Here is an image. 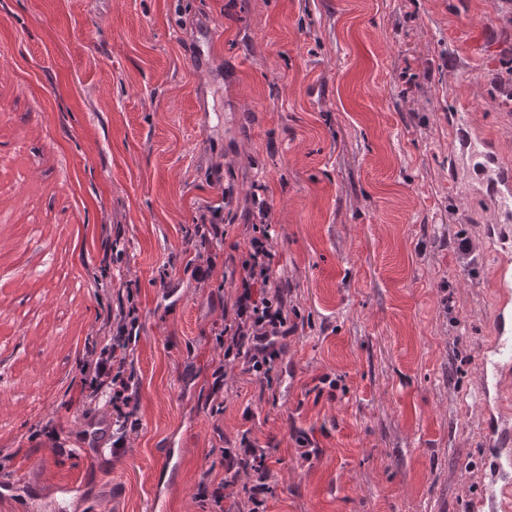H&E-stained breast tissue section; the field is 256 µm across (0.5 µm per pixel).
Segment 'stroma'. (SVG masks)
I'll list each match as a JSON object with an SVG mask.
<instances>
[{
	"label": "stroma",
	"instance_id": "1",
	"mask_svg": "<svg viewBox=\"0 0 512 512\" xmlns=\"http://www.w3.org/2000/svg\"><path fill=\"white\" fill-rule=\"evenodd\" d=\"M501 0H0V208L36 215L65 271L44 286L0 260L15 320L0 349V512H207L196 484L245 429L277 438L269 512H469L484 467L475 397L491 340L494 205L453 161L461 104L512 158L497 77ZM208 16L204 65L189 52ZM233 183L229 238L264 186L275 262L301 327L277 403L228 377L213 331L230 291L197 281L188 232ZM122 229L113 286L132 282L140 430L87 467L65 403L103 308L102 227ZM472 244L469 256L459 240ZM175 266H168V259ZM339 376L334 392L316 378ZM55 427L56 441L36 437ZM321 449L303 461L289 437Z\"/></svg>",
	"mask_w": 512,
	"mask_h": 512
}]
</instances>
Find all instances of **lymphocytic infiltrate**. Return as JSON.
I'll use <instances>...</instances> for the list:
<instances>
[{
	"mask_svg": "<svg viewBox=\"0 0 512 512\" xmlns=\"http://www.w3.org/2000/svg\"><path fill=\"white\" fill-rule=\"evenodd\" d=\"M232 198V186H222L220 204L200 208L189 233L201 246L193 261L195 278L209 280L220 267L225 283L235 290L232 304L224 309V323L216 333L217 342L224 348V360L211 374V412L215 415L223 411L220 399L229 373L252 375L260 384V394L274 395L273 373L285 359L288 338L299 330L291 290L273 267L274 230L260 194L252 196L243 245L234 246L225 256L217 255L216 246L223 244L228 235L224 209ZM139 319L133 289H126L108 304L98 319L94 339L78 363V397L69 403L78 413L87 406H99V414L88 417L80 440L94 448L102 443L109 445L116 457L124 453L131 435L140 428L139 398L133 388L130 358ZM276 445L273 438L266 445H258L246 430L237 445L225 449L223 474L204 472L198 484L199 495L210 512H224L228 499L238 512H267L268 497L274 492L272 450Z\"/></svg>",
	"mask_w": 512,
	"mask_h": 512,
	"instance_id": "lymphocytic-infiltrate-1",
	"label": "lymphocytic infiltrate"
}]
</instances>
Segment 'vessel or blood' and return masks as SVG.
Here are the masks:
<instances>
[{
	"label": "vessel or blood",
	"mask_w": 512,
	"mask_h": 512,
	"mask_svg": "<svg viewBox=\"0 0 512 512\" xmlns=\"http://www.w3.org/2000/svg\"><path fill=\"white\" fill-rule=\"evenodd\" d=\"M458 143L472 183L493 195L499 205L497 223L485 234L501 249L492 280L496 295L490 352L479 372L478 395L484 407L483 442L489 467L473 502V512H512V409L504 403V383L512 378V161L464 118L453 121Z\"/></svg>",
	"instance_id": "b4317fda"
}]
</instances>
